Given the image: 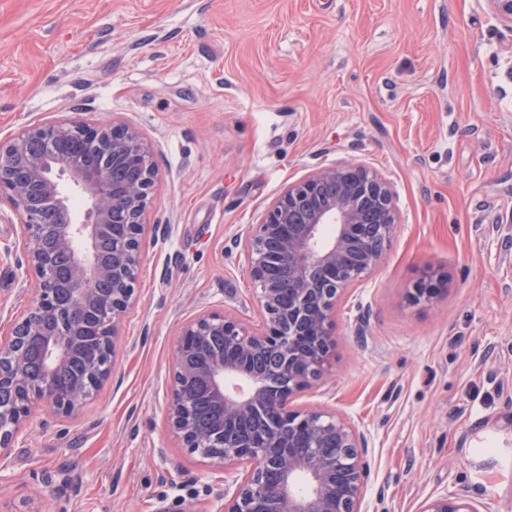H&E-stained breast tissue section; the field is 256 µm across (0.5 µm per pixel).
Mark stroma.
<instances>
[{
    "instance_id": "1",
    "label": "stroma",
    "mask_w": 512,
    "mask_h": 512,
    "mask_svg": "<svg viewBox=\"0 0 512 512\" xmlns=\"http://www.w3.org/2000/svg\"><path fill=\"white\" fill-rule=\"evenodd\" d=\"M119 118L153 152L132 304L80 412L35 407L1 465L0 512H218L224 473L171 435L177 331L257 327L240 235L312 169L356 161L399 223L334 313L332 374L296 399L367 439L363 512L473 490L512 512V26L488 0H0V142ZM0 195V341L32 303ZM447 286L407 296L426 270Z\"/></svg>"
}]
</instances>
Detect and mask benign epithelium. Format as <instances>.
I'll use <instances>...</instances> for the list:
<instances>
[{
    "label": "benign epithelium",
    "instance_id": "benign-epithelium-1",
    "mask_svg": "<svg viewBox=\"0 0 512 512\" xmlns=\"http://www.w3.org/2000/svg\"><path fill=\"white\" fill-rule=\"evenodd\" d=\"M487 2L512 25V0ZM65 133L95 143L104 161H118L138 176L112 180L105 165L85 164L76 145L63 148L58 138ZM20 163L28 169L26 186L11 178ZM157 177L150 147L120 119L30 125L0 143V194H8L21 215L25 267L34 274L35 294L0 354L24 341L38 346L47 361L35 381L19 363L0 365V461L34 404L71 415L109 379ZM70 188L87 201L81 217L70 205ZM44 201L58 215L54 238L71 255L70 277L63 284L46 276L52 255L43 244ZM396 224L393 188L377 170L352 161L317 168L288 185L243 238L262 329L251 330L227 313H204L181 325L168 427L189 453L224 470L221 512H361L371 474L364 435L335 411L300 409L292 402L332 371L336 303L376 267ZM107 235L118 245L110 263L99 251ZM282 268L288 270L286 303L279 288ZM109 274L112 291L102 293L95 284ZM445 282L441 275L426 274L410 292V302L433 299ZM62 303L80 319L79 332L48 330L49 317ZM213 335L224 337V352L207 355L200 346ZM77 354L86 360V373L63 390L55 372ZM191 383L220 408V431L197 424L184 393ZM422 512L479 510L470 490L463 489L427 500Z\"/></svg>",
    "mask_w": 512,
    "mask_h": 512
}]
</instances>
